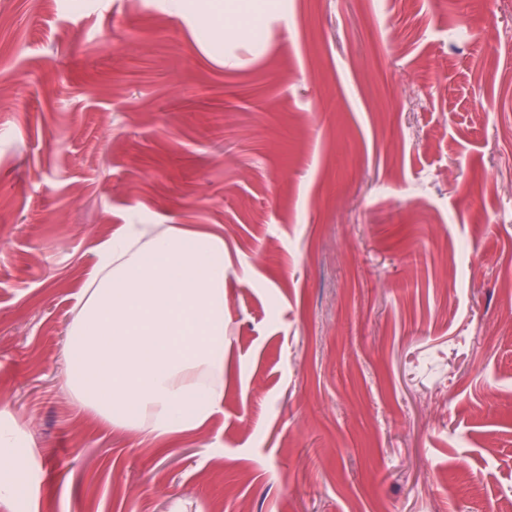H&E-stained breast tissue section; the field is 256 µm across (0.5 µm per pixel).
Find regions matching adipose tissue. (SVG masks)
<instances>
[{
    "mask_svg": "<svg viewBox=\"0 0 512 512\" xmlns=\"http://www.w3.org/2000/svg\"><path fill=\"white\" fill-rule=\"evenodd\" d=\"M224 238L125 224L96 248L63 351L71 404L150 443L196 433L224 401ZM0 430V499L37 512L35 477Z\"/></svg>",
    "mask_w": 512,
    "mask_h": 512,
    "instance_id": "adipose-tissue-1",
    "label": "adipose tissue"
}]
</instances>
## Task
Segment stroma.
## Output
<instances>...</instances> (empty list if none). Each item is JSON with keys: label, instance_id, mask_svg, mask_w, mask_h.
Here are the masks:
<instances>
[{"label": "stroma", "instance_id": "stroma-1", "mask_svg": "<svg viewBox=\"0 0 512 512\" xmlns=\"http://www.w3.org/2000/svg\"><path fill=\"white\" fill-rule=\"evenodd\" d=\"M0 0V412L39 512L512 500V0ZM224 235V402L159 446L64 391L93 250Z\"/></svg>", "mask_w": 512, "mask_h": 512}]
</instances>
